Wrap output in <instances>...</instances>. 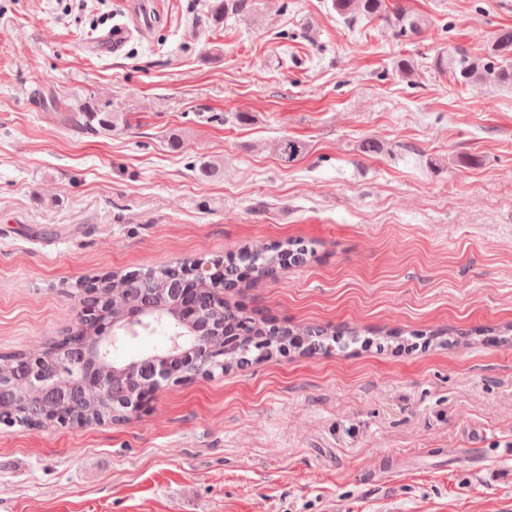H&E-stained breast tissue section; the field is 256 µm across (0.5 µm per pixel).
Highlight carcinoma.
I'll return each instance as SVG.
<instances>
[{"label":"carcinoma","mask_w":512,"mask_h":512,"mask_svg":"<svg viewBox=\"0 0 512 512\" xmlns=\"http://www.w3.org/2000/svg\"><path fill=\"white\" fill-rule=\"evenodd\" d=\"M332 8L341 18L349 21L363 16L371 21L382 22L392 33L404 40L421 33L428 20L425 16L409 11L401 6H390L386 0H331ZM243 8V0H210L208 16L219 25L224 19L236 14ZM512 52V28L498 30L483 58H473L466 51L455 49L441 52L434 61L435 68L441 73H451L464 83L512 84V65H507V56ZM69 111L76 112L84 120L83 126L92 131H111L123 123V114L112 111L106 104L94 98H84L70 106ZM306 150L304 142L284 137L277 142L280 160L291 163L298 160ZM308 251L294 240L287 244L256 246L226 257L224 265L231 268L247 267L251 274L267 277L274 274L276 267L302 264L307 261ZM183 266H166L156 270H134L124 274L105 273L96 280L97 287L81 288L82 295L101 301L107 308L110 318L121 320L131 305H139L155 316L143 329L158 327L174 328L190 336H229L242 337L237 344L224 348V358H215L202 366L201 373L209 374L216 369L226 370L234 366H244L251 361H260L283 353L288 349V337H320L319 347L327 350L330 342H336V350L344 351L358 343L361 333L348 331L349 339L338 338L340 332L330 333L324 330L310 331L307 328L292 329L282 327L270 318L250 317L239 309H234L218 299V289L228 288L231 282L214 281L210 288L197 289L199 311L189 325L180 324L182 315L181 293L176 285L180 284ZM19 353L0 355V368L7 373L0 376V383L16 391L24 389L9 370L17 365ZM153 359L143 357L135 363L132 375L122 393L112 400L102 403L94 399L87 391H77L66 406L37 403L31 406L30 416L0 413V422L21 423L23 425H44L56 421L55 415L64 412L71 425H90L100 422H121L125 405L135 401L142 383L153 375Z\"/></svg>","instance_id":"obj_1"}]
</instances>
